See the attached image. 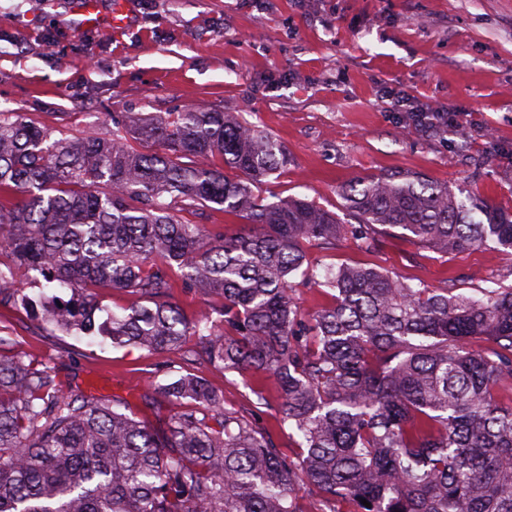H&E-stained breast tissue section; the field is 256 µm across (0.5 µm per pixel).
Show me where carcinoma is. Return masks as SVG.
Instances as JSON below:
<instances>
[{"instance_id":"obj_1","label":"carcinoma","mask_w":512,"mask_h":512,"mask_svg":"<svg viewBox=\"0 0 512 512\" xmlns=\"http://www.w3.org/2000/svg\"><path fill=\"white\" fill-rule=\"evenodd\" d=\"M287 165L274 136L202 105L58 139L0 113V197H11L0 200V254L12 256L0 303L21 270L31 287L74 292L45 310L54 330L155 353L197 337L138 395L146 409L175 407L150 428L127 401L63 386L0 336V512H325L340 501L353 512H512V287L431 289L377 267L305 266V245L350 235L370 248L379 226L446 254L512 252V213L394 172L337 187L357 219L347 224L313 200H268L263 185ZM214 206L243 231L182 216ZM176 276L219 318L187 316L172 300ZM297 277L329 303L302 312ZM106 288L138 303L111 312ZM196 361L272 378L298 451L225 407L190 372Z\"/></svg>"}]
</instances>
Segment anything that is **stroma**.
<instances>
[{
	"instance_id": "35a3bbf8",
	"label": "stroma",
	"mask_w": 512,
	"mask_h": 512,
	"mask_svg": "<svg viewBox=\"0 0 512 512\" xmlns=\"http://www.w3.org/2000/svg\"><path fill=\"white\" fill-rule=\"evenodd\" d=\"M74 2L0 0V112L70 136L111 128L124 112L207 105L287 149L266 194L337 213L341 183L412 171L467 184L512 212V0H125L128 20L112 31L76 30ZM402 94L463 113V123L421 133L395 104ZM306 260L319 270L383 267L431 288L512 286V255L444 256L393 232L369 250L350 238L310 245ZM3 327L61 382L108 377V397L133 400L166 360L51 330L19 304H0ZM198 373L225 407L250 410L278 448L294 450L274 380L245 382L209 364Z\"/></svg>"
}]
</instances>
